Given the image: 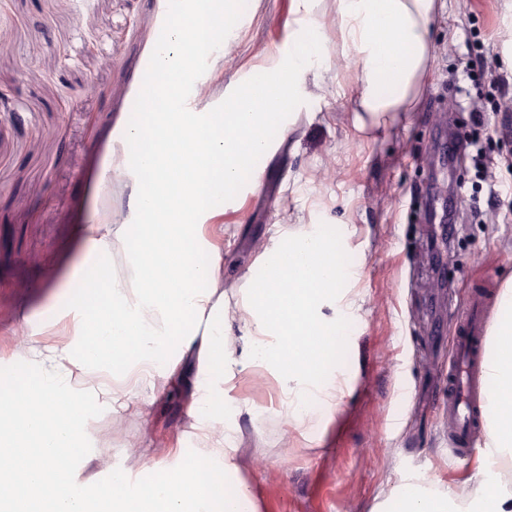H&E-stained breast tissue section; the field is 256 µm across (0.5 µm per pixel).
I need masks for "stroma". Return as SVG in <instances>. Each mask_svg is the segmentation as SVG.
<instances>
[{
	"mask_svg": "<svg viewBox=\"0 0 512 512\" xmlns=\"http://www.w3.org/2000/svg\"><path fill=\"white\" fill-rule=\"evenodd\" d=\"M290 0H249L240 10L238 54L213 48L198 65L207 93L199 111L223 110L242 76L273 67L288 43ZM172 0H0V368L32 367L17 336L30 320L39 339L73 336L85 322L69 296L92 279L105 222L138 220L131 205L136 164L125 130L140 107L153 51L172 25ZM330 59L285 139L246 174L214 223L224 227V293L236 303L265 268L269 228L323 225L353 275L336 292L353 301L335 319L339 343L326 367L345 391L320 409L307 434L283 415L281 382L252 367L225 383L237 427L226 487L248 485L257 512H391L409 481L458 497L478 479L482 448L448 456L441 415L453 336L449 303L512 279V133L481 136L448 161L456 127L474 106L503 115L487 82L467 77L479 44L501 50L494 67L512 78V0H446L433 23L427 74L413 111L374 132L353 126L356 74L336 22V0H312ZM507 190L474 210L461 192L486 199L487 175ZM449 222L447 267L431 244ZM174 381L143 386L130 406L89 395V427L71 476L93 485L125 470L132 487L162 468L201 459L189 408L199 394L196 353L171 348Z\"/></svg>",
	"mask_w": 512,
	"mask_h": 512,
	"instance_id": "1",
	"label": "stroma"
}]
</instances>
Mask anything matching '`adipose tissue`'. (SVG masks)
<instances>
[{
    "label": "adipose tissue",
    "instance_id": "ef3b65f1",
    "mask_svg": "<svg viewBox=\"0 0 512 512\" xmlns=\"http://www.w3.org/2000/svg\"><path fill=\"white\" fill-rule=\"evenodd\" d=\"M443 0H337L339 28L359 84L358 131L401 112L413 111L432 50V23ZM293 29L288 51L274 67L262 69L278 98L259 92L246 75L237 96L220 112H156L151 126L132 125L127 141L141 154L134 184L137 227L113 223L100 244L98 284L73 294L70 302L89 317L74 340L44 346L30 340L37 363V388L23 402H0V512H95L94 486L61 473L64 449L80 441L88 426L84 392L75 372L93 374V387L111 400L135 396L143 381L158 375L157 364L171 344L196 350L201 393L191 414L204 428L202 445L212 466L199 475L185 469L159 470L148 495L125 491L128 476L113 471L112 512H241L244 490L228 491L225 460L234 437L224 412V381L235 369L261 364L282 381L290 424L308 428L313 418L302 403L323 394L328 408L337 406L338 386L321 385L324 350L298 347L295 337L327 332L332 321L322 309L335 302L340 267L336 242L316 229L285 233L272 225L271 264L289 260L280 279L255 285L245 294L238 319L239 353L229 352L224 336L231 328L228 303L219 290L224 269L221 245L207 232V217L222 206L227 189L240 180L245 162L266 153L269 131L263 125L271 104L294 111L309 76L326 69L329 50L311 20L310 0H291ZM237 0H187L184 20L171 27L154 52L155 70L168 76L161 89L177 99L179 77L194 67L213 45L234 44L239 27ZM207 43H196L197 30ZM156 235L157 251L139 244ZM121 244L133 283H125L108 260ZM485 377L488 427L485 461L512 452V320L492 331ZM29 487L26 496L11 493L17 478Z\"/></svg>",
    "mask_w": 512,
    "mask_h": 512
}]
</instances>
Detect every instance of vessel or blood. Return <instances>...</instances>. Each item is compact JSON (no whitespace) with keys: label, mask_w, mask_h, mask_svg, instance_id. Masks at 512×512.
I'll list each match as a JSON object with an SVG mask.
<instances>
[{"label":"vessel or blood","mask_w":512,"mask_h":512,"mask_svg":"<svg viewBox=\"0 0 512 512\" xmlns=\"http://www.w3.org/2000/svg\"><path fill=\"white\" fill-rule=\"evenodd\" d=\"M498 301L495 289L472 296L453 314V353L445 373L448 408V451L452 458L469 457L474 439L487 426L481 377L488 354L489 320Z\"/></svg>","instance_id":"1"}]
</instances>
